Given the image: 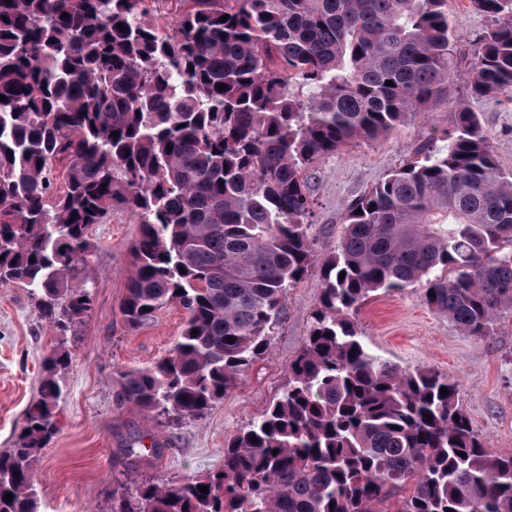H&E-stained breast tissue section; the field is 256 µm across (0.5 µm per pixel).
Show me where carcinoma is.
<instances>
[{
  "mask_svg": "<svg viewBox=\"0 0 512 512\" xmlns=\"http://www.w3.org/2000/svg\"><path fill=\"white\" fill-rule=\"evenodd\" d=\"M146 2L0 0V284L29 289L67 330L91 306L75 284L89 227L130 210L141 233L123 319L172 302L186 319L165 357L120 373L121 393L200 417L268 353L315 264L311 164L422 111L448 83L451 26L447 0H153L165 24ZM470 3L494 18L470 95L512 90V0ZM321 274L288 385L224 443L222 469L135 477L112 512H387L394 498L396 512H512V452L487 450L455 383L371 354L352 320L371 293L413 284L470 336L512 313V176L475 113L461 107L445 146L348 206ZM66 359L45 361L18 443L0 452V512H37L31 464L55 430ZM122 451L135 468L162 448L133 438Z\"/></svg>",
  "mask_w": 512,
  "mask_h": 512,
  "instance_id": "obj_1",
  "label": "carcinoma"
}]
</instances>
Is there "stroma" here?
I'll return each mask as SVG.
<instances>
[{"label": "stroma", "instance_id": "1", "mask_svg": "<svg viewBox=\"0 0 512 512\" xmlns=\"http://www.w3.org/2000/svg\"><path fill=\"white\" fill-rule=\"evenodd\" d=\"M454 22L451 54L455 73L425 111L384 139L356 143L319 158L310 168L313 207L308 217L318 258L336 251L346 208L426 145L454 135L457 110L478 115L500 170L512 174V91L476 99L467 79L476 44L491 27L488 15L469 0H448ZM141 226L125 208L112 210L88 230L92 305L67 332L41 320L27 288L0 285V452L15 447L27 408L38 396L43 364L65 349L68 366L59 378L56 428L32 464L38 512H112L115 497L135 493L121 450L134 437L163 444L161 457L140 462L141 476L161 485L213 474L224 464V443L258 420L288 383V366L298 355L320 303L319 268L286 300L284 321L268 354L256 362L223 400L202 417L172 421L146 414L120 393L119 373L145 368L168 354L186 319L175 303L164 305L142 325L127 327L120 303L132 275L131 251ZM366 349L407 369H430L457 385L456 399L493 453L512 452V314L501 317L490 336L459 331L423 301L421 287L378 291L353 314Z\"/></svg>", "mask_w": 512, "mask_h": 512}]
</instances>
